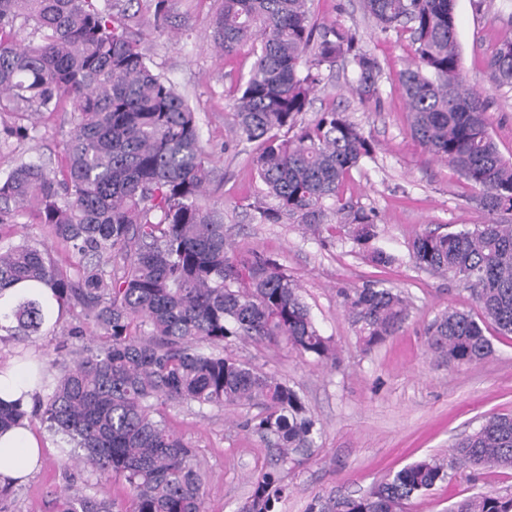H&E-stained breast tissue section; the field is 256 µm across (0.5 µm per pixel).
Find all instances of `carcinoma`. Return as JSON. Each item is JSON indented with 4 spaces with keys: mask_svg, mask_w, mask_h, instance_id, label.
I'll list each match as a JSON object with an SVG mask.
<instances>
[{
    "mask_svg": "<svg viewBox=\"0 0 512 512\" xmlns=\"http://www.w3.org/2000/svg\"><path fill=\"white\" fill-rule=\"evenodd\" d=\"M362 4L380 31L410 34L413 58L398 75L410 134L473 187L469 203L486 217L420 233L409 245L415 267L451 278L479 306L436 316L427 351L450 365L479 364L494 353L488 326L512 335V161L490 134L488 100L462 68L454 0ZM211 28L226 55L259 44L230 106L238 141L256 145L263 192L248 204L252 223L340 236L370 263L394 264L377 245V215L342 192L376 144L343 110L300 122L322 70L339 61L353 65L359 99L378 96L381 66L357 32L338 22L317 26L309 0H218ZM486 70L493 85L512 87V33ZM66 104L77 118L62 144L63 165L21 162L0 176V224L27 214L66 243L74 261L63 267L48 251L0 233V293L46 287L61 310L80 308L56 347L60 374L50 382L38 369L46 393L32 415L96 480H123L129 505L98 497L87 481L52 497V512H204L206 473L160 406L257 408L253 428L284 466L310 452L317 421L296 390L224 355V342L283 343L319 362L334 358V348L279 260L229 242L221 214L202 203L210 170L199 116L152 69L109 5L0 0V111L56 112ZM337 296L367 350L401 332L412 314L402 292L376 283ZM48 320L44 301L22 296L0 313V333L23 340ZM95 330L107 342L92 348L84 340ZM24 416L0 402V430ZM492 468H512L508 414L489 415L446 460L421 458L360 496L317 497L307 512H403L453 472ZM287 496L280 474L264 472L239 512H278ZM446 512H512V494L483 491Z\"/></svg>",
    "mask_w": 512,
    "mask_h": 512,
    "instance_id": "obj_1",
    "label": "carcinoma"
}]
</instances>
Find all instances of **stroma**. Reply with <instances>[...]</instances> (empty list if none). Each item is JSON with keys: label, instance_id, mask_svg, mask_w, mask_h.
Returning a JSON list of instances; mask_svg holds the SVG:
<instances>
[{"label": "stroma", "instance_id": "35a3bbf8", "mask_svg": "<svg viewBox=\"0 0 512 512\" xmlns=\"http://www.w3.org/2000/svg\"><path fill=\"white\" fill-rule=\"evenodd\" d=\"M157 0H115L113 12L139 39L158 70L170 78L199 113L202 136L211 151L205 200L224 209V232L240 246L274 254L301 286V294L324 336L336 350L335 362L321 364L291 349L235 342L228 350L299 390L321 425L314 454L288 463L290 489L279 512H305L315 496L333 491L358 496L377 480L422 457L447 458L455 441L479 427L491 412L512 413V337L496 336L495 354L479 364L447 366L426 352L423 329L451 307L472 308L468 292L447 277L418 269L409 244L421 232L454 231L482 223L484 216L466 198L471 186L448 164L436 159L410 135L398 74L412 58L408 33H382L365 14L360 0H310L321 23L340 21L358 29L364 50L383 70L379 98L362 101L351 90L349 64L337 63L331 78L315 90L302 116L345 109L379 144L375 161L352 170L343 187L346 198L378 214L379 244L397 256L389 267L354 254L348 242L322 247L293 224H255L249 203L262 185L254 165V147L236 142L230 112L232 94L256 59L253 45L232 56L218 52L209 22L215 0H164L166 28L155 25ZM454 14L462 66L474 87L489 98V131L500 153L512 158V88H492L487 56L512 29V0H455ZM37 130L26 140L0 141V173L20 162L42 158L60 168L61 143L73 123L70 109L37 114ZM0 232L22 234L47 248L60 264L72 251L45 225L15 217ZM379 282L402 291L413 304L403 331L373 349H363L344 316L337 288ZM162 412L174 432L191 448L208 474L206 512H238L254 479L271 465L267 445L244 427L242 410H197L166 404ZM87 475L66 461L57 438H50L41 470L17 486L11 512H50L51 495ZM493 489L512 493V471L473 475L458 472L426 495L413 499L409 512H444L451 503Z\"/></svg>", "mask_w": 512, "mask_h": 512}]
</instances>
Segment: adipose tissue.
Instances as JSON below:
<instances>
[{
	"mask_svg": "<svg viewBox=\"0 0 512 512\" xmlns=\"http://www.w3.org/2000/svg\"><path fill=\"white\" fill-rule=\"evenodd\" d=\"M37 392L35 383L16 359L0 361V401L30 411ZM43 440L27 420L0 433V489L27 482L42 463Z\"/></svg>",
	"mask_w": 512,
	"mask_h": 512,
	"instance_id": "ef3b65f1",
	"label": "adipose tissue"
}]
</instances>
